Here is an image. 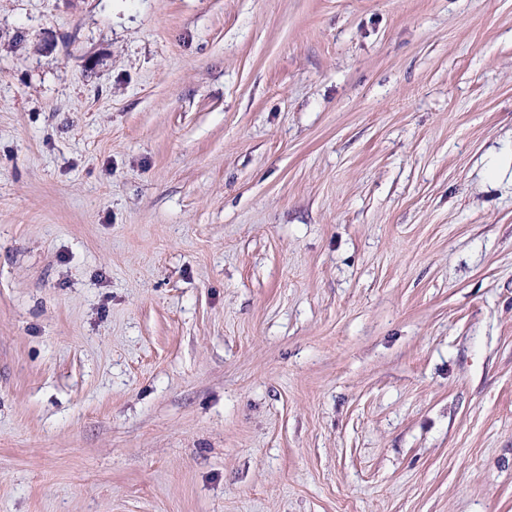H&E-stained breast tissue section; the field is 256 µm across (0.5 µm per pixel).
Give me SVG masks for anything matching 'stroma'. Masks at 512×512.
Segmentation results:
<instances>
[{
	"label": "stroma",
	"instance_id": "stroma-1",
	"mask_svg": "<svg viewBox=\"0 0 512 512\" xmlns=\"http://www.w3.org/2000/svg\"><path fill=\"white\" fill-rule=\"evenodd\" d=\"M0 512H512V0H0Z\"/></svg>",
	"mask_w": 512,
	"mask_h": 512
}]
</instances>
